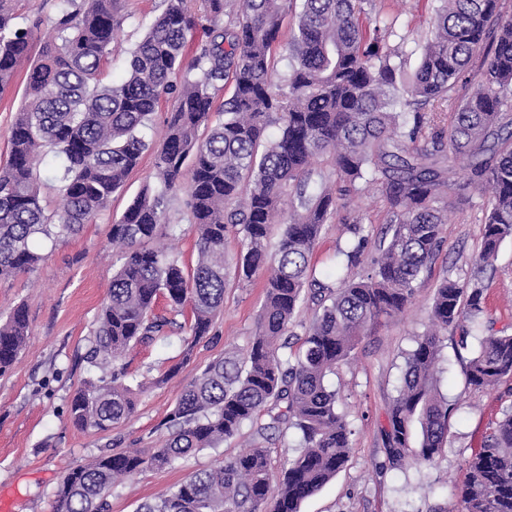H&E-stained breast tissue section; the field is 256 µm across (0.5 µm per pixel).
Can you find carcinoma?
Masks as SVG:
<instances>
[{
	"label": "carcinoma",
	"mask_w": 512,
	"mask_h": 512,
	"mask_svg": "<svg viewBox=\"0 0 512 512\" xmlns=\"http://www.w3.org/2000/svg\"><path fill=\"white\" fill-rule=\"evenodd\" d=\"M19 0H0V93L25 71L22 101L0 166V279L30 271L55 241L95 223L146 153V185L109 241L122 264L97 317L90 360L112 366L91 377L70 401L68 419L105 432L131 419L137 393L118 366L136 344L176 326L187 331L183 357L209 335L230 280L262 272L265 295L254 336L242 354L211 361L182 390L158 448L101 451L69 469L53 512H106L103 491L136 474L220 447L242 426L256 425L246 451L198 471L142 503L138 512H299L300 503L347 462L352 429L337 409L327 375L348 361L381 316L402 312L442 241L448 206L471 193L489 195L472 278L437 288L429 325L406 353L402 385L387 410L381 468L429 466L448 443L456 404L441 393V336L484 315L482 274L512 238V16L500 0H440L431 35L411 74L386 43L391 24L371 21L362 0H163L162 12L128 49L126 71L106 80L104 63L127 16L120 0H58L53 17L19 22ZM296 16L285 46L288 72L275 80L273 52L288 14ZM50 38L33 53L34 31ZM206 39L187 54L188 37ZM481 68L466 79L475 59ZM462 91L448 125L452 94ZM167 107L161 142L147 140L155 112ZM412 113V126L404 114ZM277 135L266 138L270 127ZM467 160L457 176L448 154ZM322 159L328 168L316 169ZM52 175L60 204H42V173ZM377 187L393 215L367 271L371 232L350 213L352 235L339 251V285L317 276L310 261L322 228L361 185ZM185 211L169 216L171 198ZM191 227L195 265L153 245ZM283 225L269 252L274 223ZM238 229L243 247L224 255ZM316 306L298 351L288 329L304 292ZM166 308L156 310L159 299ZM183 317L179 322L176 317ZM29 326L18 306L0 320V373L25 348ZM468 385L485 389L512 379V335L488 332L470 351ZM269 422L257 423L260 414ZM299 436V452L277 484L269 480L268 431ZM457 488L460 512H512V410L466 460Z\"/></svg>",
	"instance_id": "cac0c4a2"
}]
</instances>
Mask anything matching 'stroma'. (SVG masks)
I'll return each mask as SVG.
<instances>
[{
    "instance_id": "1",
    "label": "stroma",
    "mask_w": 512,
    "mask_h": 512,
    "mask_svg": "<svg viewBox=\"0 0 512 512\" xmlns=\"http://www.w3.org/2000/svg\"><path fill=\"white\" fill-rule=\"evenodd\" d=\"M127 16L114 39L110 72L121 77L126 50L161 9V0H122ZM373 18H395L389 48L406 57L414 71L428 32L431 0H366ZM151 154H144L124 187L95 223L74 236L43 242L46 259L38 268L0 279V316L23 306L30 338L12 368L0 375V495L14 501L13 512H52L55 491L66 471L84 463L105 446L154 448L164 439V423L184 385L224 353L245 352L254 334L264 297L265 278L256 274L246 283L230 281L224 309L212 331L184 358L183 335L175 332L150 344L135 345L127 354V384L139 386L137 412L107 432L83 431L67 418V406L82 382L95 369L87 360L93 345L96 318L119 267L117 252L108 243L113 221L133 203L152 174ZM486 195L475 192L450 214L443 244L430 270L416 288L411 304L398 315L384 317L364 336L353 357L327 378L338 393L337 406L353 434L345 466L313 496L300 512H457L454 495L466 476L465 459L480 448L502 414L512 409V379L496 387L468 386L469 357L455 334L443 341L440 389L458 404L450 419L448 446L433 465L376 471L384 459L381 429L386 408L395 396L406 352L425 331L434 294L444 279L466 278L481 248ZM348 208L360 217L373 237L390 222L388 206L374 187L351 197ZM485 318L494 331L512 334V239L505 240L484 277ZM176 374L161 386L153 380L167 369ZM253 439L251 425L220 448L207 449L148 470L116 485L109 512H137L143 501L180 484L192 473L236 456Z\"/></svg>"
}]
</instances>
